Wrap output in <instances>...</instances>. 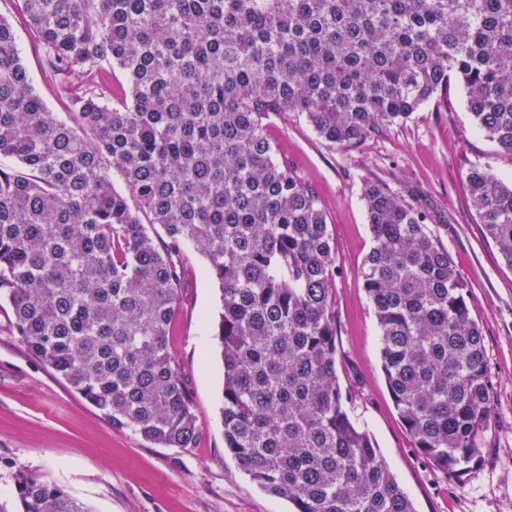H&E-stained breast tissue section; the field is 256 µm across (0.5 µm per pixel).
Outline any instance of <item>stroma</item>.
<instances>
[{
  "label": "stroma",
  "instance_id": "1",
  "mask_svg": "<svg viewBox=\"0 0 512 512\" xmlns=\"http://www.w3.org/2000/svg\"><path fill=\"white\" fill-rule=\"evenodd\" d=\"M19 43L34 88L52 111H64L44 79L36 41L23 31ZM268 133L277 160L317 192L327 215L336 242L339 381L354 390L355 415L417 512H512V268L484 234L466 181L474 165L511 180L512 157L476 130L456 82L447 106L429 102L352 148L328 144L294 112L272 116ZM376 180L429 214V230L464 279L471 316L483 331L494 413L479 465L457 480L417 452L386 386L379 331L360 274L372 245L363 190ZM204 265V257L191 253L189 301L169 336L200 428L189 448H162L112 428L26 353L0 309V512H22L15 489L22 471L63 487L93 512H294L242 472L224 448V369L213 338L221 300Z\"/></svg>",
  "mask_w": 512,
  "mask_h": 512
}]
</instances>
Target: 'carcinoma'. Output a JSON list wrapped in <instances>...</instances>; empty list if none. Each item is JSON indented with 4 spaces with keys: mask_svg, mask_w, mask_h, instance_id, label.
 Wrapping results in <instances>:
<instances>
[{
    "mask_svg": "<svg viewBox=\"0 0 512 512\" xmlns=\"http://www.w3.org/2000/svg\"><path fill=\"white\" fill-rule=\"evenodd\" d=\"M13 2L14 20L0 15V301L23 347L116 430L190 447L199 427L168 336L192 248L221 291L238 467L295 512H416L339 382L335 242L267 124L300 112L353 147L448 100L454 80L512 155V0ZM19 27L65 116L33 87ZM467 184L512 267V182L473 166ZM364 200L388 391L415 448L459 478L492 414L482 331L428 216L380 181ZM16 491L22 512H92L23 471Z\"/></svg>",
    "mask_w": 512,
    "mask_h": 512,
    "instance_id": "1",
    "label": "carcinoma"
}]
</instances>
